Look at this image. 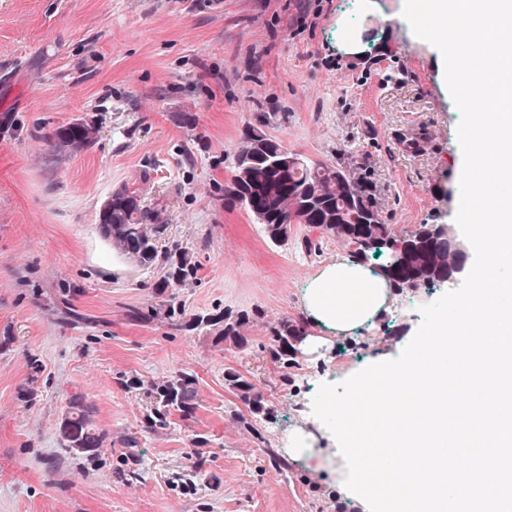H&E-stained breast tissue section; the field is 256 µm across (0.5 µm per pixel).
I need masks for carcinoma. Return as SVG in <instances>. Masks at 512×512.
I'll return each instance as SVG.
<instances>
[{
	"label": "carcinoma",
	"mask_w": 512,
	"mask_h": 512,
	"mask_svg": "<svg viewBox=\"0 0 512 512\" xmlns=\"http://www.w3.org/2000/svg\"><path fill=\"white\" fill-rule=\"evenodd\" d=\"M99 128L93 121L80 120L56 128L51 136L60 152L76 153L96 142ZM284 144L275 137L251 129L239 142L233 157V171L224 188V196L240 204L275 243L288 241V220L306 224L324 237L339 239L354 259L386 251L390 264L384 272L390 287L397 292L415 291L452 276L454 263L448 254V242L435 233L436 225L421 224L415 230L399 234L382 222L371 198L358 179L342 167L312 160L298 152L288 153V165H279ZM100 230L111 248L131 264L149 268L162 261L157 237L163 229L162 213L141 204L138 194L118 190L103 205L99 214ZM197 269L186 261L167 273L164 284L183 285ZM198 326L212 328L218 338L239 348L247 343L242 329L250 322L247 313L198 314ZM303 328L281 321L275 328L266 351L274 364H295L293 341ZM225 384L232 389L256 417L272 414L255 385L242 373H224ZM196 376L178 370L166 380L154 384L159 406L152 423H164L173 411L185 415L194 410ZM69 452L94 453L103 436L94 427L87 408L73 399L61 425Z\"/></svg>",
	"instance_id": "1"
}]
</instances>
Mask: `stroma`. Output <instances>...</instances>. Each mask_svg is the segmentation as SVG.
<instances>
[{"instance_id":"obj_1","label":"stroma","mask_w":512,"mask_h":512,"mask_svg":"<svg viewBox=\"0 0 512 512\" xmlns=\"http://www.w3.org/2000/svg\"><path fill=\"white\" fill-rule=\"evenodd\" d=\"M401 0H0V512H333L335 469L289 444L324 449L312 401L397 357L420 310L449 284L395 296L373 325L309 324L305 291L338 240L307 252V228L272 244L224 196L247 128L342 163L397 232L454 225L461 115L436 48L400 19ZM85 119L100 134L60 154L47 137ZM423 134L415 150L407 130ZM162 210L161 250L195 264L163 287L98 231L113 191ZM184 308L172 330L151 317ZM249 313L238 349L194 329V315ZM326 338L296 364L265 349L281 321ZM194 373L197 406L153 427L155 382ZM247 375L264 420L224 383ZM81 396L103 436L95 454L63 449Z\"/></svg>"}]
</instances>
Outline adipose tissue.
<instances>
[{"label": "adipose tissue", "instance_id": "obj_1", "mask_svg": "<svg viewBox=\"0 0 512 512\" xmlns=\"http://www.w3.org/2000/svg\"><path fill=\"white\" fill-rule=\"evenodd\" d=\"M388 282L363 263L339 259L320 270L306 298L312 324H330L349 330L386 312Z\"/></svg>", "mask_w": 512, "mask_h": 512}]
</instances>
